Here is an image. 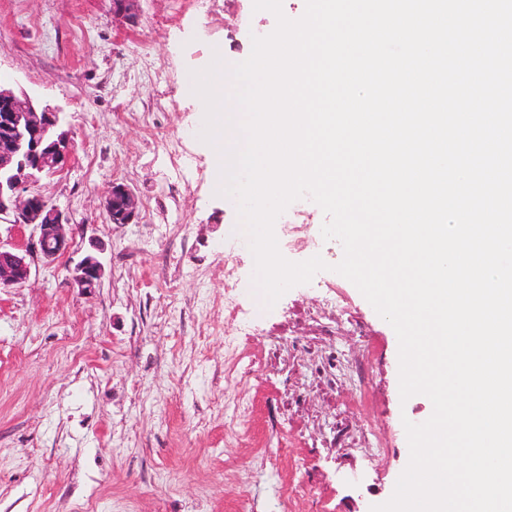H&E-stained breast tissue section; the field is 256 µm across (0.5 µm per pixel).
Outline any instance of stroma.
I'll use <instances>...</instances> for the list:
<instances>
[{
    "label": "stroma",
    "mask_w": 512,
    "mask_h": 512,
    "mask_svg": "<svg viewBox=\"0 0 512 512\" xmlns=\"http://www.w3.org/2000/svg\"><path fill=\"white\" fill-rule=\"evenodd\" d=\"M136 26L112 0H0V74L66 114L74 156L39 193L100 238L93 297L63 264L35 265L0 293V512H370L408 464L398 338L354 284L348 323L321 333L320 292L265 307L251 251L229 243L236 204L210 189L186 75L212 46L227 63L276 27L253 0H140ZM179 139L182 158L170 155ZM140 197L133 224L100 203L112 181ZM241 271L248 321L224 313V259ZM369 365L359 389L356 364ZM251 412L241 437L228 425ZM381 441L383 451L365 450Z\"/></svg>",
    "instance_id": "35a3bbf8"
}]
</instances>
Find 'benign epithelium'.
<instances>
[{
	"mask_svg": "<svg viewBox=\"0 0 512 512\" xmlns=\"http://www.w3.org/2000/svg\"><path fill=\"white\" fill-rule=\"evenodd\" d=\"M139 2L112 0V15L132 25L139 18ZM63 122L60 108L38 102L0 77V217L19 228L33 227L23 246L0 243V291L23 287L35 262L49 267L66 255L68 283L79 293L93 295L104 277V243L91 237L84 252L73 249L76 237L84 235L83 225L35 191L42 177L63 171L72 159L74 146ZM102 210L114 224H132L139 199L114 181Z\"/></svg>",
	"mask_w": 512,
	"mask_h": 512,
	"instance_id": "1",
	"label": "benign epithelium"
}]
</instances>
